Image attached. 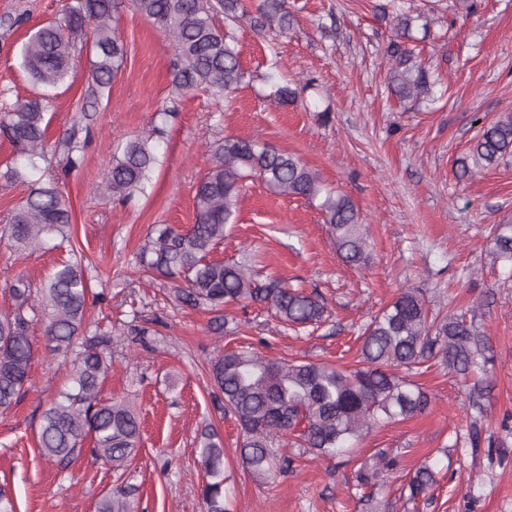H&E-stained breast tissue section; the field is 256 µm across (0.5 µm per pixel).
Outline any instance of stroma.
<instances>
[{
  "label": "stroma",
  "instance_id": "stroma-1",
  "mask_svg": "<svg viewBox=\"0 0 512 512\" xmlns=\"http://www.w3.org/2000/svg\"><path fill=\"white\" fill-rule=\"evenodd\" d=\"M294 15L285 35L233 25L244 83L232 99L205 89L177 95L174 51L148 19L121 4L117 19L127 56L107 97L86 98L92 56L81 49L75 78L48 90L47 137H85L78 168L62 154L46 164L72 213L71 248L30 253L0 238V309L11 304L7 281L40 286L75 249L83 254L88 325L112 331V373L103 394L129 400L140 417L136 456L120 470L84 455L67 468L40 455L42 406L66 383L49 353L42 321L31 324V384L0 410V485L15 512H97L100 498L124 490L133 512H204L202 435L224 443L231 512H366L350 488L356 471L380 450L397 465L383 477V512H512V263L490 250L493 225L512 224V159L462 178L482 123L512 112V0H479L466 16L462 0H399L426 15L414 46L435 83L428 96L399 100L387 87L390 35L384 0H287ZM66 0H0V91L7 103L38 94L21 68L31 28L60 19ZM26 17L14 26L17 17ZM296 88L277 105L273 82ZM167 109L159 165L146 196L121 204L95 192L125 136L149 132ZM231 135L260 139L300 158L324 186L349 196L367 228V260L346 265L316 203L279 196L248 181L237 218L212 259L243 262L319 293L326 320L314 331L284 329L263 305L225 307V333L210 331L209 312L179 305L172 280L142 276L136 255L155 225L188 230L193 196L208 149ZM419 289L434 310L465 312L493 347L489 367L492 426L480 448L467 443L470 420L462 380L438 361L414 380L429 410L374 428L330 460L304 453L296 470L260 484L244 473L239 430L212 397L209 363L224 347L246 342L263 355L354 365L363 325L399 289ZM436 472L428 499L408 501L405 485L421 464Z\"/></svg>",
  "mask_w": 512,
  "mask_h": 512
}]
</instances>
